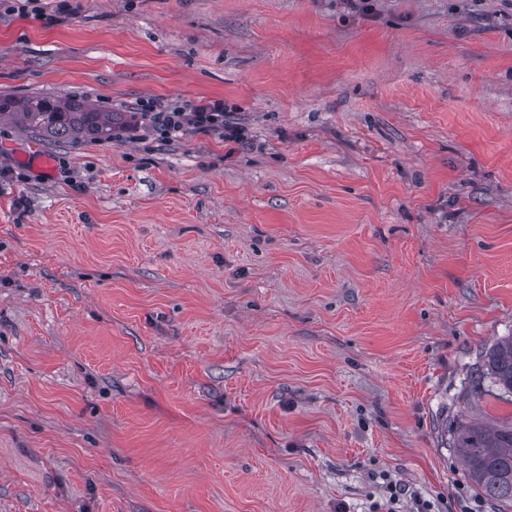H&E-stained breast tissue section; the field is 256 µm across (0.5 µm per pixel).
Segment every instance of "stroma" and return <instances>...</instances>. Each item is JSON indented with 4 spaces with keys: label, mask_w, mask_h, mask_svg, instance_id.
<instances>
[{
    "label": "stroma",
    "mask_w": 512,
    "mask_h": 512,
    "mask_svg": "<svg viewBox=\"0 0 512 512\" xmlns=\"http://www.w3.org/2000/svg\"><path fill=\"white\" fill-rule=\"evenodd\" d=\"M0 0V94L221 99L80 144L0 122V512H500L446 425L512 336V0ZM53 161L51 175L25 155ZM132 109L148 120L149 128L164 141L180 137L187 127L200 132H218L227 141L243 142L246 139L243 126L224 120L229 111L221 99L170 105L142 100Z\"/></svg>",
    "instance_id": "35a3bbf8"
}]
</instances>
